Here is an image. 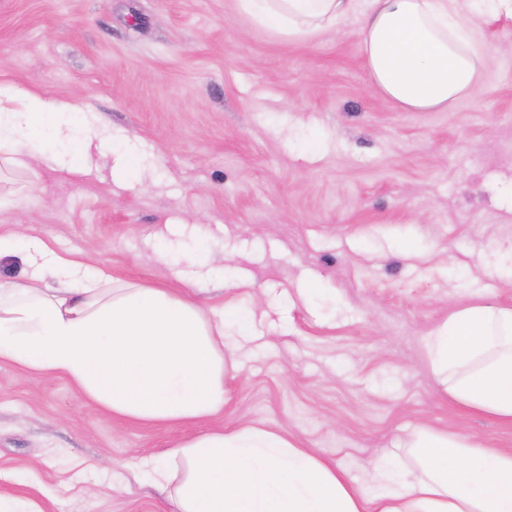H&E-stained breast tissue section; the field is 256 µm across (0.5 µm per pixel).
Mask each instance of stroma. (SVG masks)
Instances as JSON below:
<instances>
[{
	"mask_svg": "<svg viewBox=\"0 0 512 512\" xmlns=\"http://www.w3.org/2000/svg\"><path fill=\"white\" fill-rule=\"evenodd\" d=\"M479 24L471 93L407 112L350 32L288 40L235 0H0V84L88 97L140 156L121 185L109 151L84 175L5 173L0 233L228 312L239 363L194 427L114 419L0 360V495L172 512L129 461L198 428L277 430L356 480L408 461L422 424L512 449V425L456 407L425 360L456 308L512 307V16Z\"/></svg>",
	"mask_w": 512,
	"mask_h": 512,
	"instance_id": "35a3bbf8",
	"label": "stroma"
}]
</instances>
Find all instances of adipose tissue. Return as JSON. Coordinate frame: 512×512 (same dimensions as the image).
<instances>
[{
  "instance_id": "obj_1",
  "label": "adipose tissue",
  "mask_w": 512,
  "mask_h": 512,
  "mask_svg": "<svg viewBox=\"0 0 512 512\" xmlns=\"http://www.w3.org/2000/svg\"><path fill=\"white\" fill-rule=\"evenodd\" d=\"M237 10L288 38L356 17L369 77L396 106L450 109L480 77L479 32L463 0H235ZM0 163L39 159L84 173L90 147H107L87 99L0 86ZM0 359L68 380L114 417L188 424L224 407V316L165 288L115 284L104 266L57 255L42 239L0 234ZM428 369L459 407L512 424V307L486 299L451 312L426 338ZM413 467L381 459L355 483L313 449L243 425L191 434L135 466L173 512H512V450L426 425L404 442ZM375 488L366 494L365 485Z\"/></svg>"
}]
</instances>
